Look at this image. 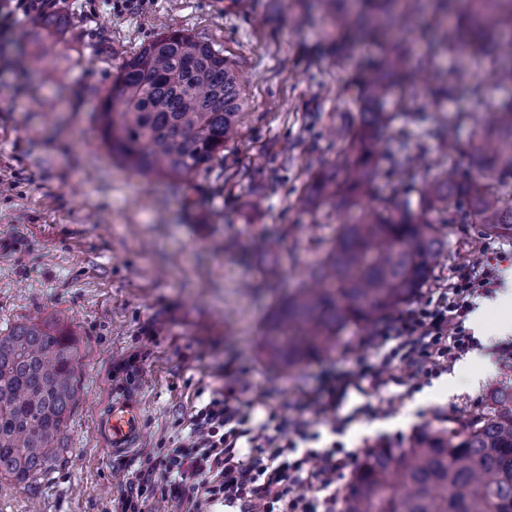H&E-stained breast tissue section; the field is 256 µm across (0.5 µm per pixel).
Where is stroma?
<instances>
[{
  "mask_svg": "<svg viewBox=\"0 0 512 512\" xmlns=\"http://www.w3.org/2000/svg\"><path fill=\"white\" fill-rule=\"evenodd\" d=\"M61 17L51 33L38 18L0 37V330L37 313L64 315L80 400L63 461L31 486L0 478V512H110L146 455L175 447L216 391L253 420L306 423L311 447L359 456L379 443L405 447L421 426L491 412V392L512 383V369L494 363L475 387L464 378L496 344L494 289L472 301L487 320L469 328L475 346L418 388L391 381L320 408L329 378L390 349L372 326L346 327L333 352L291 369L266 359L264 320L337 225L355 223L389 191L383 175L342 211L300 200L309 167L342 151L324 131L356 116L357 76L379 58L376 43L351 38L303 0H153L121 18L102 0L91 14L83 0H68ZM167 28L222 49L249 102L223 157L176 183L113 161L96 120L122 59ZM36 53L40 68L23 69ZM482 132L464 125L457 150L433 142L425 159L469 176L467 146ZM443 231L450 258L423 295L479 262L499 273L512 267V239L483 235L476 224ZM229 239L266 249L228 254ZM120 394L138 399L142 423L136 447L115 453L97 415Z\"/></svg>",
  "mask_w": 512,
  "mask_h": 512,
  "instance_id": "1",
  "label": "stroma"
}]
</instances>
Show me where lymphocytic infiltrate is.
<instances>
[{"instance_id":"obj_1","label":"lymphocytic infiltrate","mask_w":512,"mask_h":512,"mask_svg":"<svg viewBox=\"0 0 512 512\" xmlns=\"http://www.w3.org/2000/svg\"><path fill=\"white\" fill-rule=\"evenodd\" d=\"M65 0H0V33L26 20L59 12ZM491 267H478L455 281L450 290L427 297L388 330L398 339L388 357L340 382L359 387L363 376L381 379L391 359H399L411 380L437 376L441 365L469 349L465 320L478 290L491 287ZM292 441L280 442L267 424H251L214 393L200 408L188 435L176 447L160 449L115 504V512H142L149 497L187 501L186 512H211L214 505L231 512H335L336 484L352 455L331 447L298 450L309 437L306 426L292 422Z\"/></svg>"}]
</instances>
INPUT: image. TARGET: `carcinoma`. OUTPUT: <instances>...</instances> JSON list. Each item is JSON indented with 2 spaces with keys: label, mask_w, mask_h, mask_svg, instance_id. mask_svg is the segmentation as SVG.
<instances>
[{
  "label": "carcinoma",
  "mask_w": 512,
  "mask_h": 512,
  "mask_svg": "<svg viewBox=\"0 0 512 512\" xmlns=\"http://www.w3.org/2000/svg\"><path fill=\"white\" fill-rule=\"evenodd\" d=\"M351 26L383 48L360 78L358 120L329 133L345 144L318 168L301 201L336 209L355 205L381 167L398 177L379 205L336 238L288 292L265 334L270 361L295 367L326 354L349 325L376 323L416 298L444 257L441 224H481L512 232V100L479 119L441 112L455 95L482 97L469 73L441 70L437 58L461 52L499 58L492 79L512 84V0H350ZM396 88L402 125L386 109ZM248 104L231 59L179 29L164 31L118 66L97 112L112 157L145 175L183 180L236 139ZM433 112L419 142L408 125ZM485 122L502 143L471 144L477 177L461 180L438 160L421 162L430 141L450 146L468 122ZM415 194L420 213L406 202ZM76 352L60 320L21 323L0 335V476L32 483L61 458L76 404ZM495 409L459 427L423 426L405 448L379 445L352 474L341 512H512V388L492 393Z\"/></svg>",
  "instance_id": "cac0c4a2"
}]
</instances>
